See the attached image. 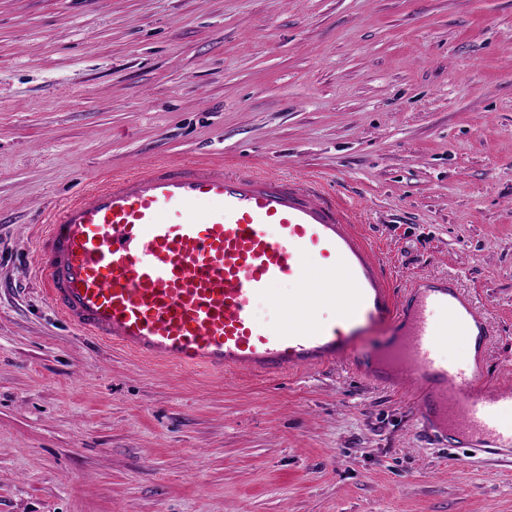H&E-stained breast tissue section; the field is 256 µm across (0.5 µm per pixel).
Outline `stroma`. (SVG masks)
I'll use <instances>...</instances> for the list:
<instances>
[{
	"label": "stroma",
	"mask_w": 512,
	"mask_h": 512,
	"mask_svg": "<svg viewBox=\"0 0 512 512\" xmlns=\"http://www.w3.org/2000/svg\"><path fill=\"white\" fill-rule=\"evenodd\" d=\"M166 163L319 179L403 295L454 278L512 385V0H0V512H512L347 363L220 377L51 306L63 204Z\"/></svg>",
	"instance_id": "stroma-1"
}]
</instances>
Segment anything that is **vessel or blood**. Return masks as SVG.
<instances>
[{"label":"vessel or blood","mask_w":512,"mask_h":512,"mask_svg":"<svg viewBox=\"0 0 512 512\" xmlns=\"http://www.w3.org/2000/svg\"><path fill=\"white\" fill-rule=\"evenodd\" d=\"M354 220L314 179L161 164L68 201L37 274L72 326L149 362L275 376L344 360L381 383L417 379L422 430L445 446L511 453L512 388L478 363L490 318L450 278L396 298ZM284 281L297 285L285 300ZM261 298L281 302L286 320L258 322ZM374 327L388 341L363 349ZM450 336L472 343L475 362L443 358Z\"/></svg>","instance_id":"obj_1"}]
</instances>
